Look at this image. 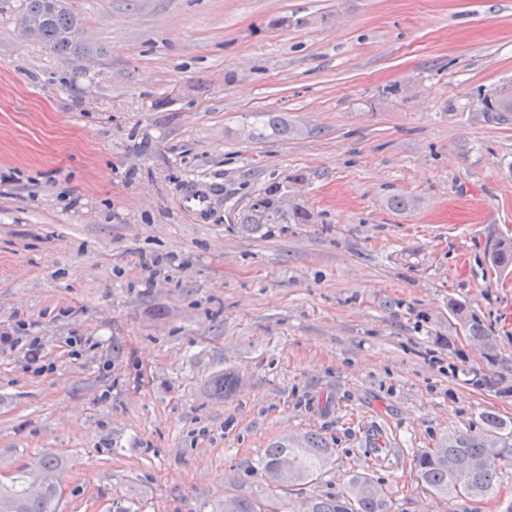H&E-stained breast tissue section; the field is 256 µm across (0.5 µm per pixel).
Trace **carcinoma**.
<instances>
[{"instance_id": "obj_1", "label": "carcinoma", "mask_w": 512, "mask_h": 512, "mask_svg": "<svg viewBox=\"0 0 512 512\" xmlns=\"http://www.w3.org/2000/svg\"><path fill=\"white\" fill-rule=\"evenodd\" d=\"M81 23V18L68 7H61L48 18L39 43L66 55L76 56L80 48L71 38L72 29ZM481 116L486 123L509 124L512 122V101L502 103L492 97V92L478 93ZM252 137L270 135L293 138L300 134L297 125L288 122L278 112H258L251 125ZM278 183L266 186L251 200L248 209L239 216L242 224H274L282 215L275 207ZM490 266L499 270L512 269V238L500 239L497 249L487 258ZM450 310L462 327L468 339L483 348L491 345L484 353L490 361L498 359L497 344L493 343L491 329L470 311L468 306L453 300ZM496 443L493 459L480 468L473 463L486 457L488 444ZM332 456V449L323 446L322 441L311 436L305 446L294 448L288 443H276L264 450L261 463L268 475L270 486L297 487L316 481ZM291 460L290 473L283 474L280 463L283 458ZM502 460H512V421H505L495 413L482 416V430L477 433L453 435L448 438L446 448H426L413 459L414 470L421 484L438 497L485 495L497 478V468ZM60 458L52 455L43 457L36 471L47 479L40 492L29 488V476L20 474L8 484H0V512H56L57 476L61 469ZM469 471V477L462 482L459 473ZM231 503L233 512H281L276 497L264 492L250 496L228 495L219 504V512H226L225 504ZM394 503L389 492L379 480L369 474L356 472L348 480L345 492L336 495H316L304 498L301 512H393Z\"/></svg>"}]
</instances>
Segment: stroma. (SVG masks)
Masks as SVG:
<instances>
[{
    "instance_id": "1",
    "label": "stroma",
    "mask_w": 512,
    "mask_h": 512,
    "mask_svg": "<svg viewBox=\"0 0 512 512\" xmlns=\"http://www.w3.org/2000/svg\"><path fill=\"white\" fill-rule=\"evenodd\" d=\"M68 2L90 59L0 0V471L61 456L57 512H212L267 485L265 448L315 434L335 456L307 494L365 472L396 512H512V465L477 500L413 471L512 419L463 374L512 384V273L484 260L512 236V124L474 116L512 81V0ZM255 112L302 134L245 139ZM196 181L224 190L205 224L180 208ZM273 182L311 223H239ZM450 310L454 319L462 327L465 336L473 343L478 345L484 354L483 356L490 360L496 361L498 359L497 343L494 340L491 329L477 317V315L470 311L468 306L460 301L453 300L450 303ZM495 341V340H494ZM491 344V351L485 352L484 347Z\"/></svg>"
}]
</instances>
